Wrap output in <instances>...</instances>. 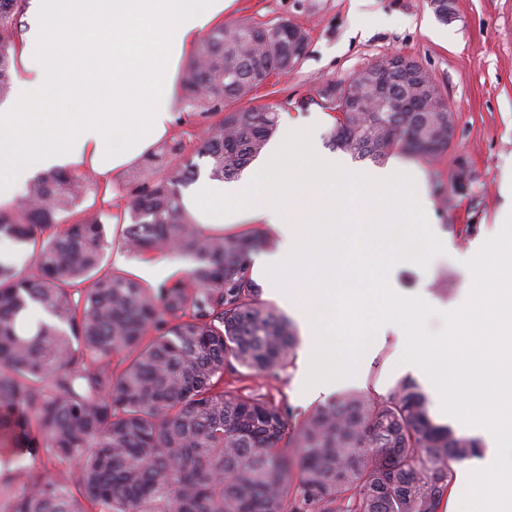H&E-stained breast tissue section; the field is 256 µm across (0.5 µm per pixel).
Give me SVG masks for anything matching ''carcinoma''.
Listing matches in <instances>:
<instances>
[{
	"label": "carcinoma",
	"instance_id": "obj_1",
	"mask_svg": "<svg viewBox=\"0 0 512 512\" xmlns=\"http://www.w3.org/2000/svg\"><path fill=\"white\" fill-rule=\"evenodd\" d=\"M25 0H0V97L11 93ZM307 33L286 22L210 30L191 57L181 102L220 119L205 138L180 130L147 155L151 175L122 184L124 206L80 208L112 185L48 171L10 211L0 238L32 246L28 270L0 261V512H439L455 465L480 440L430 414L411 379L387 393L351 392L290 425L265 394L230 386L227 372L275 377L293 365V322L261 300L251 275L265 241L192 220L182 190L197 175L231 180L265 149L282 105L251 94L286 74L288 46ZM411 112L334 114L330 145L382 162L397 151L434 158L448 127L399 74ZM330 83L332 111L353 95ZM242 106L224 110V104ZM137 255L181 253L183 275L145 284L104 270L106 226ZM41 454L73 466L43 476Z\"/></svg>",
	"mask_w": 512,
	"mask_h": 512
}]
</instances>
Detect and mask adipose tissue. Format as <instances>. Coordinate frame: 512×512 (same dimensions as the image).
I'll use <instances>...</instances> for the list:
<instances>
[{"label": "adipose tissue", "instance_id": "ef3b65f1", "mask_svg": "<svg viewBox=\"0 0 512 512\" xmlns=\"http://www.w3.org/2000/svg\"><path fill=\"white\" fill-rule=\"evenodd\" d=\"M232 0H30L13 105L0 110V205L37 172L99 180L172 132L176 77Z\"/></svg>", "mask_w": 512, "mask_h": 512}]
</instances>
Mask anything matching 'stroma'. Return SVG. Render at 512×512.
<instances>
[{
  "instance_id": "obj_1",
  "label": "stroma",
  "mask_w": 512,
  "mask_h": 512,
  "mask_svg": "<svg viewBox=\"0 0 512 512\" xmlns=\"http://www.w3.org/2000/svg\"><path fill=\"white\" fill-rule=\"evenodd\" d=\"M246 20H285L307 32V52L299 65L264 82L254 97L259 104L288 102L282 123L302 127L323 145L333 126L318 95L327 83L347 81L362 67L398 52L422 63L439 84L456 121L453 142L434 160L406 153L394 159L424 172L434 222L447 233L448 247L425 271L398 263L390 281L409 293L429 287L436 301L458 308L469 279L459 256L472 242L496 232L505 192L512 189V0H453V14L445 22L429 0H233L224 13L225 25ZM104 256L108 266L140 277L150 266L161 267L168 276L182 275L191 266L189 258L178 254L135 256L111 231ZM443 277L448 280L444 291L437 285ZM299 336L293 367L274 378L245 381L296 418L360 387L353 380L316 399L300 397L296 381L311 338L304 330ZM399 359L395 339H388L365 369L376 389L388 391L405 378Z\"/></svg>"
}]
</instances>
